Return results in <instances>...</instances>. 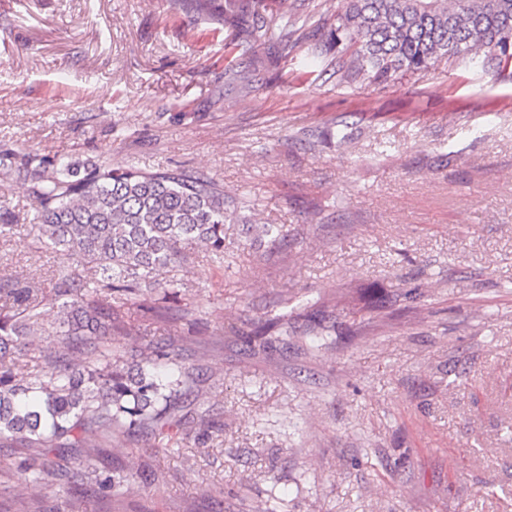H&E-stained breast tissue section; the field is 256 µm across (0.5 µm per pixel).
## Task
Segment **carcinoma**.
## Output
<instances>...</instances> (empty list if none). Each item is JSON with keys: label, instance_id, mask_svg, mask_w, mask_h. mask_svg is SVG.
Here are the masks:
<instances>
[{"label": "carcinoma", "instance_id": "obj_1", "mask_svg": "<svg viewBox=\"0 0 512 512\" xmlns=\"http://www.w3.org/2000/svg\"><path fill=\"white\" fill-rule=\"evenodd\" d=\"M199 16L247 15L251 30L242 54L254 60L268 38L269 0H182ZM337 74L349 84H370L400 73L428 71L444 59L467 57L498 65L512 61V0H336ZM308 22L281 13L283 56L308 38ZM0 181L34 202L33 241L65 262L51 287L0 278V441L32 448L11 487L15 510L43 498L53 479L96 494L122 495L131 471L101 472L59 463L66 448L89 453L106 440L117 450L125 436L149 434L167 449L181 400H201L190 373L163 370L174 361L161 347H140L134 367L120 366V340L137 335L127 318L135 305L153 323L185 321V338L202 331L237 336L254 348L288 335V313L259 324L216 318L215 327L193 310L169 304L174 284L158 272L202 248L224 260V224L243 201L203 172H148L133 164L57 163L33 153H0ZM87 265L76 272L72 265ZM327 327L310 318L306 349L326 345ZM39 353L41 365L22 360Z\"/></svg>", "mask_w": 512, "mask_h": 512}]
</instances>
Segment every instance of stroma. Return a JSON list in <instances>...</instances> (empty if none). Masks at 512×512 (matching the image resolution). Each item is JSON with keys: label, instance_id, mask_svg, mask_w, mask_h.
Returning <instances> with one entry per match:
<instances>
[{"label": "stroma", "instance_id": "35a3bbf8", "mask_svg": "<svg viewBox=\"0 0 512 512\" xmlns=\"http://www.w3.org/2000/svg\"><path fill=\"white\" fill-rule=\"evenodd\" d=\"M334 0H288L313 38L251 66L240 18L177 0H0V151L60 162L201 171L243 198L228 265L194 253L165 269L181 299L290 334L183 340L143 322L193 369L178 445L143 434L62 465L134 469L133 489L89 512H512V62H444L339 82ZM346 141H338L337 125ZM15 233L0 277L49 284L62 263L31 246L34 204L0 183ZM282 225L258 239L254 219ZM333 331L304 350L306 303Z\"/></svg>", "mask_w": 512, "mask_h": 512}]
</instances>
